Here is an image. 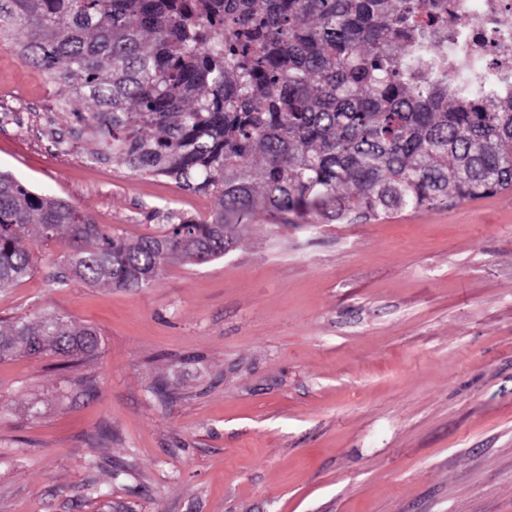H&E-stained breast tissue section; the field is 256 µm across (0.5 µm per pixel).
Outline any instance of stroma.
<instances>
[{"label":"stroma","instance_id":"stroma-1","mask_svg":"<svg viewBox=\"0 0 512 512\" xmlns=\"http://www.w3.org/2000/svg\"><path fill=\"white\" fill-rule=\"evenodd\" d=\"M0 47V172L128 241L214 197L137 177ZM0 319L93 326L90 359L0 360V512H512V193L357 224L255 216L145 288L57 287Z\"/></svg>","mask_w":512,"mask_h":512}]
</instances>
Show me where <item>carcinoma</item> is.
<instances>
[{
    "mask_svg": "<svg viewBox=\"0 0 512 512\" xmlns=\"http://www.w3.org/2000/svg\"><path fill=\"white\" fill-rule=\"evenodd\" d=\"M447 13L448 0H0V46L85 102L112 158L217 201L130 244L0 172V290L32 274L33 229L68 243L54 284L143 288L169 263L223 256L258 213L353 223L511 192L512 92L465 96L434 75ZM99 346L56 313L0 321V359Z\"/></svg>",
    "mask_w": 512,
    "mask_h": 512,
    "instance_id": "carcinoma-1",
    "label": "carcinoma"
}]
</instances>
